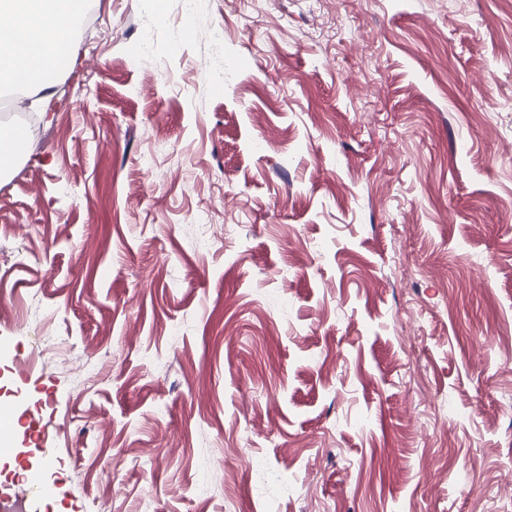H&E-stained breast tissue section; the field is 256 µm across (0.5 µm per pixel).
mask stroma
<instances>
[{
  "label": "stroma",
  "mask_w": 512,
  "mask_h": 512,
  "mask_svg": "<svg viewBox=\"0 0 512 512\" xmlns=\"http://www.w3.org/2000/svg\"><path fill=\"white\" fill-rule=\"evenodd\" d=\"M87 2L0 178V492L512 512V0Z\"/></svg>",
  "instance_id": "stroma-1"
}]
</instances>
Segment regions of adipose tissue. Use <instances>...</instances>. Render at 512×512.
I'll use <instances>...</instances> for the list:
<instances>
[{
	"label": "adipose tissue",
	"instance_id": "ef3b65f1",
	"mask_svg": "<svg viewBox=\"0 0 512 512\" xmlns=\"http://www.w3.org/2000/svg\"><path fill=\"white\" fill-rule=\"evenodd\" d=\"M83 0H0V87L48 92L73 56Z\"/></svg>",
	"mask_w": 512,
	"mask_h": 512
}]
</instances>
